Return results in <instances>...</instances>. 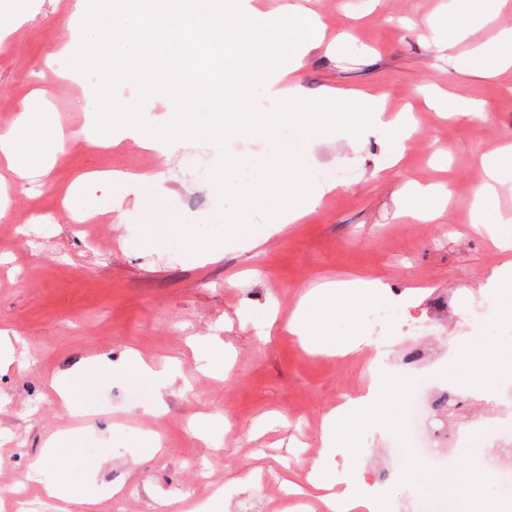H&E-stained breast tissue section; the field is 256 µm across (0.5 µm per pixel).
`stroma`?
<instances>
[{"instance_id":"stroma-1","label":"stroma","mask_w":512,"mask_h":512,"mask_svg":"<svg viewBox=\"0 0 512 512\" xmlns=\"http://www.w3.org/2000/svg\"><path fill=\"white\" fill-rule=\"evenodd\" d=\"M76 0H30L19 18L0 17L9 46L0 53V131L15 119L34 90L62 128L65 142L41 191L8 177L0 203V332L13 337L0 353V506L38 458V474L49 483L56 469L71 472L87 494L111 512L115 497L131 492L125 512H158L156 497L169 498L166 512H320L315 490L289 503L272 493V479L307 467L319 454L326 415L343 393L363 383L364 353L344 356L310 352L290 334L285 319L301 293L328 280H379L393 293L411 296L394 324H376L367 309L338 311L332 335L356 332L389 352L385 361L399 383L411 388L415 374L404 368L412 351L426 353L433 392L449 377L463 375L449 359L452 340L484 337L466 307L484 305L489 315L512 306L474 287L506 260L473 227L472 199L484 178L480 159L512 143V81L475 79L449 72L429 44L443 35L450 0H313L339 41L310 51L293 77L312 93L359 91L386 97L391 112L412 111L417 131L404 157L384 177L374 135L356 140L340 131L300 141L297 149L311 170L335 174L338 188L303 221L263 237L266 215L247 216L250 231L219 253H190L170 237V221L198 229L223 222L231 203L209 176L222 154L253 165L273 152L271 141L232 136L224 152L205 139L169 155L129 140L98 145L83 131L96 103L84 92L93 76L62 80L68 56L45 67L47 52L62 46L77 23ZM512 27V0H505L469 28L461 54L496 44ZM433 89L486 101L487 116L448 119L428 109ZM112 165L143 176L165 173L164 195L136 203L133 193L99 186L84 199L71 188L85 173ZM443 181L452 191L444 216L421 223L402 216L401 187ZM106 200L109 212L91 210ZM50 216L47 228L31 213ZM281 321L268 340L258 336L271 302ZM428 324L431 336L404 332ZM227 348L223 376L207 370L212 345ZM151 365H168L173 377L131 383L116 367L129 352ZM109 355L114 370L95 374L64 404L51 389L63 377ZM506 411L482 417L455 435L454 463L420 470L413 487L398 481L413 459L414 436L374 428L359 430L358 456L341 462L364 485L382 486L390 512H494L512 504V477L495 480L467 497L458 472L485 466L486 448L512 440V379L497 395ZM72 448H51L62 435ZM160 441L151 452L149 437ZM209 485L188 500L197 467ZM195 486V485H194Z\"/></svg>"}]
</instances>
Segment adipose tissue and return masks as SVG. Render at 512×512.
<instances>
[{"mask_svg":"<svg viewBox=\"0 0 512 512\" xmlns=\"http://www.w3.org/2000/svg\"><path fill=\"white\" fill-rule=\"evenodd\" d=\"M499 0H457L458 7L446 24L443 38L434 48L448 59L449 70L463 72L478 78H491L512 69V28L503 30L496 50L479 49L463 58L455 53L459 33L486 12L494 11ZM64 146V135L46 112L39 97L25 101L15 122L0 132V157L9 169L21 179L32 174V159L51 160ZM482 166L486 178L477 187L473 200L474 213L480 214V223L502 250L512 249V218L504 212L483 217V202L487 196L497 194L505 187H512V150L484 157ZM451 196L449 187L442 184L421 186L407 185L401 204L404 213L429 222L439 214L438 204L447 203ZM313 303L333 310L366 307L377 300H389L394 306H406V297L393 294L386 285L372 282L360 288L328 282L314 288L307 295ZM395 378L385 372L369 386L366 394L358 399L340 404L330 414L322 435V448L314 464L308 468L307 483L324 490L323 502L329 512H381L382 497L368 490L348 474L338 472L333 459L339 455L355 454L356 432L364 427H374L387 432L398 429L394 419H383L379 410L393 394Z\"/></svg>","mask_w":512,"mask_h":512,"instance_id":"adipose-tissue-1","label":"adipose tissue"}]
</instances>
